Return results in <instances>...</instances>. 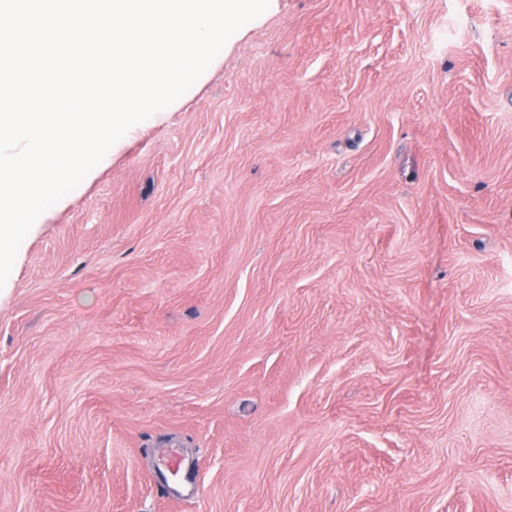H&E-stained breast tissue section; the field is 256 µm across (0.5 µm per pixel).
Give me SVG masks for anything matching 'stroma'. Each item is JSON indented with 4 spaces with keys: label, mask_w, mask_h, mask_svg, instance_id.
Listing matches in <instances>:
<instances>
[{
    "label": "stroma",
    "mask_w": 512,
    "mask_h": 512,
    "mask_svg": "<svg viewBox=\"0 0 512 512\" xmlns=\"http://www.w3.org/2000/svg\"><path fill=\"white\" fill-rule=\"evenodd\" d=\"M0 512H512V0H270L46 210Z\"/></svg>",
    "instance_id": "stroma-1"
}]
</instances>
